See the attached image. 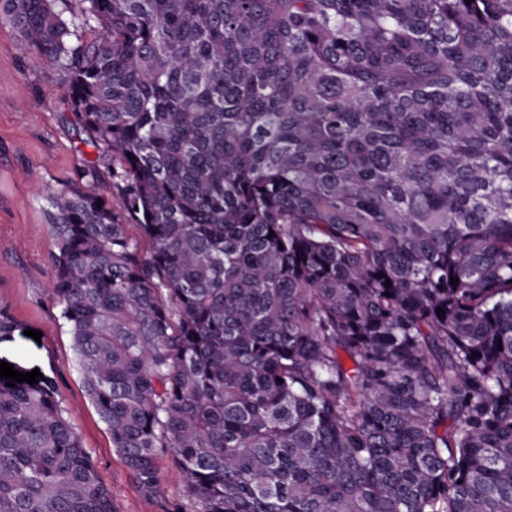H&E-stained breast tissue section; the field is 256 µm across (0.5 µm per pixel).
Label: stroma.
<instances>
[{"label": "stroma", "mask_w": 512, "mask_h": 512, "mask_svg": "<svg viewBox=\"0 0 512 512\" xmlns=\"http://www.w3.org/2000/svg\"><path fill=\"white\" fill-rule=\"evenodd\" d=\"M65 83L62 70L32 58L10 24L0 20V305L16 321L14 333L0 338V361L23 373L40 370L54 381L115 512H177L185 503L184 476L171 459H163L158 493H141L85 393L70 327L52 295L48 196L74 181L111 199L117 194L107 161L98 160L74 122ZM92 159L97 177H82ZM34 330L41 339L31 338Z\"/></svg>", "instance_id": "obj_1"}]
</instances>
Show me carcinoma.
Returning <instances> with one entry per match:
<instances>
[{
    "instance_id": "carcinoma-1",
    "label": "carcinoma",
    "mask_w": 512,
    "mask_h": 512,
    "mask_svg": "<svg viewBox=\"0 0 512 512\" xmlns=\"http://www.w3.org/2000/svg\"><path fill=\"white\" fill-rule=\"evenodd\" d=\"M0 18L121 168L48 197L51 288L145 495L512 512V0ZM0 512H114L50 380L0 384Z\"/></svg>"
}]
</instances>
